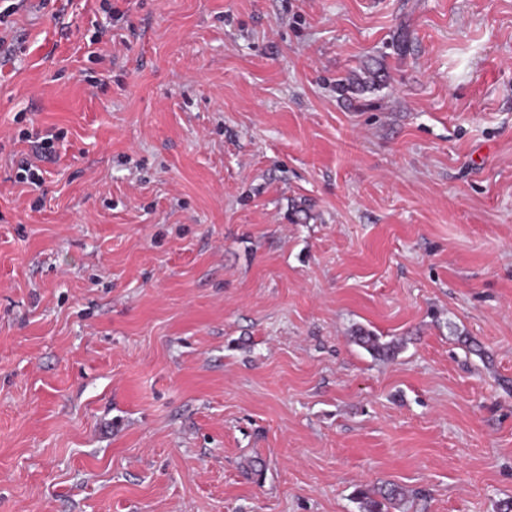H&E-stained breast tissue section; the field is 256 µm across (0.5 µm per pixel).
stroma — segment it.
<instances>
[{"label":"stroma","mask_w":512,"mask_h":512,"mask_svg":"<svg viewBox=\"0 0 512 512\" xmlns=\"http://www.w3.org/2000/svg\"><path fill=\"white\" fill-rule=\"evenodd\" d=\"M55 10L0 47V512H512V0ZM356 342L373 356L392 357L396 346L392 342H382L381 336H377L370 331L359 330L355 336ZM404 489L395 483H386L377 490L372 492L361 493V499L364 511L366 512H383L386 504H393L404 497ZM374 496H379L381 500H377Z\"/></svg>","instance_id":"obj_1"}]
</instances>
